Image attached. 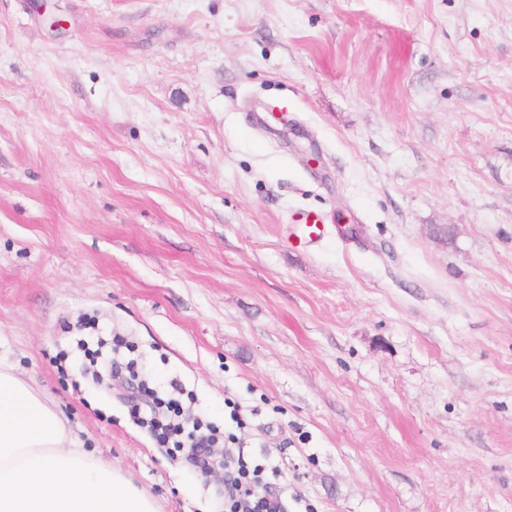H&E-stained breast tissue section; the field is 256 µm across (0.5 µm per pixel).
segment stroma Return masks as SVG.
<instances>
[{
	"label": "stroma",
	"instance_id": "stroma-1",
	"mask_svg": "<svg viewBox=\"0 0 512 512\" xmlns=\"http://www.w3.org/2000/svg\"><path fill=\"white\" fill-rule=\"evenodd\" d=\"M0 358L160 512L115 361L284 512H512V0H0Z\"/></svg>",
	"mask_w": 512,
	"mask_h": 512
}]
</instances>
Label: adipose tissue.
<instances>
[{
  "instance_id": "obj_1",
  "label": "adipose tissue",
  "mask_w": 512,
  "mask_h": 512,
  "mask_svg": "<svg viewBox=\"0 0 512 512\" xmlns=\"http://www.w3.org/2000/svg\"><path fill=\"white\" fill-rule=\"evenodd\" d=\"M0 512H158L0 359Z\"/></svg>"
}]
</instances>
